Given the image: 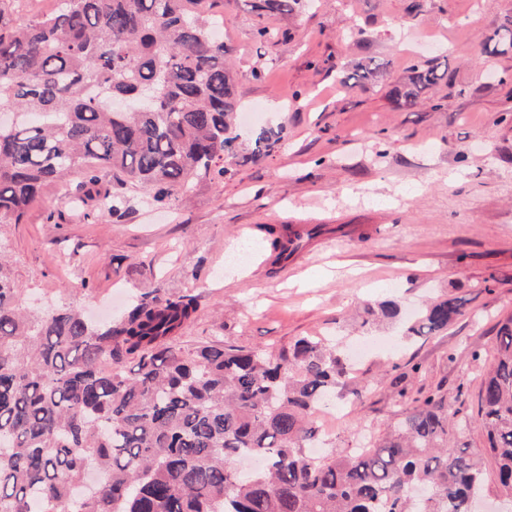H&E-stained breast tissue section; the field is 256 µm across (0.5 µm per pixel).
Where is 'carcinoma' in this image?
I'll use <instances>...</instances> for the list:
<instances>
[{
    "instance_id": "obj_1",
    "label": "carcinoma",
    "mask_w": 512,
    "mask_h": 512,
    "mask_svg": "<svg viewBox=\"0 0 512 512\" xmlns=\"http://www.w3.org/2000/svg\"><path fill=\"white\" fill-rule=\"evenodd\" d=\"M302 0H253L289 14ZM194 0H59L40 17L0 20V223L17 224L49 181L83 174L119 214L126 192L162 203L236 158L239 109L229 59ZM353 66L341 84L375 81ZM447 77L438 60L396 90L414 107ZM125 100L122 111L103 99ZM265 127L244 160L283 139ZM0 248V512H469L482 459L512 498V318L482 376L472 450L452 439L445 398L406 399L382 438L345 456L307 451L314 411L349 375L336 351L302 337L273 355L233 344L184 350L191 295L145 297L98 327L61 304L28 312ZM461 301L430 303L414 336L448 329ZM137 359L128 368L124 360Z\"/></svg>"
}]
</instances>
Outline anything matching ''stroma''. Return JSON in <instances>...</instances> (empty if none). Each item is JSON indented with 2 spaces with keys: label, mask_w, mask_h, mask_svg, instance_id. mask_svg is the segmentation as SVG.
I'll use <instances>...</instances> for the list:
<instances>
[{
  "label": "stroma",
  "mask_w": 512,
  "mask_h": 512,
  "mask_svg": "<svg viewBox=\"0 0 512 512\" xmlns=\"http://www.w3.org/2000/svg\"><path fill=\"white\" fill-rule=\"evenodd\" d=\"M314 0L285 15L253 0L212 9L234 49L239 144L284 125L258 162L235 160L224 179L195 180L172 203L136 192L121 215L83 201L82 175L46 183L20 223L0 224L11 275L35 308L64 302L94 321L132 299L195 296L179 342H231L273 352L304 336L332 339L341 360L362 341L385 347L336 388L342 420H314L330 451L385 435L397 418L393 381L412 365L410 397L444 395L480 448L475 377L492 362L512 315V50L487 34L512 18V0ZM275 35L258 40L260 28ZM440 59L446 81L421 104L390 97L415 67ZM375 60L378 82L347 87L340 72ZM308 226L309 238L274 264L272 230ZM460 298L447 330L408 338L402 323L364 320V302H400L404 315L437 296ZM370 384L356 397L359 382Z\"/></svg>",
  "instance_id": "35a3bbf8"
}]
</instances>
